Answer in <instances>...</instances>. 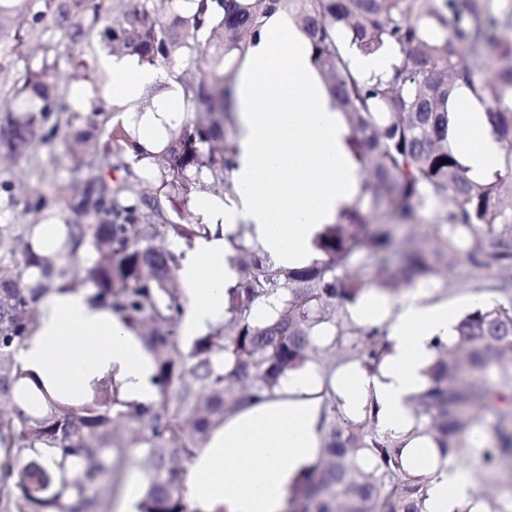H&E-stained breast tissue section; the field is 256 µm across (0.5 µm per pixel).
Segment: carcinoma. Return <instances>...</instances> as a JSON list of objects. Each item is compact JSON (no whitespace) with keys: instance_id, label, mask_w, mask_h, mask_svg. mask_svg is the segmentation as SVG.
I'll return each mask as SVG.
<instances>
[{"instance_id":"obj_1","label":"carcinoma","mask_w":512,"mask_h":512,"mask_svg":"<svg viewBox=\"0 0 512 512\" xmlns=\"http://www.w3.org/2000/svg\"><path fill=\"white\" fill-rule=\"evenodd\" d=\"M291 12L310 40L358 165L352 205L316 237L319 258L278 266L243 224L228 236L236 272L224 292V320L188 340L174 273L199 238L221 224H193L199 192L231 197L236 71L263 19ZM512 5L499 14L483 0H0V168L32 157L59 132L78 177L45 190L0 181L6 203L29 193L31 224L0 225V483L3 512H96L98 483L121 473L126 449L142 448L146 491L139 512H190L186 465L214 428L239 410L279 397L306 370L319 376L320 447L289 487L285 512H429V491L448 461L481 472L512 464ZM497 47L496 74L478 77L467 59ZM399 51L390 72L365 77L350 54ZM161 66L166 80L147 106L175 85L184 115L167 144L150 152L112 106L74 107L99 53ZM467 88L486 109L506 148L502 169L475 180L448 141L452 104ZM449 162L439 164L440 159ZM439 216L432 236L420 212ZM62 224L45 240L39 221ZM467 263L493 272L480 291L503 299L464 312L438 339L411 398L415 424L396 437L380 429L368 398L350 416L336 393V370L379 374L391 343L351 319L368 294L393 300L402 287L453 283L439 278ZM55 288H89L153 356L157 398L123 400L102 380L92 399L52 397L16 362ZM435 456L408 463V441ZM512 512L489 491L454 512Z\"/></svg>"}]
</instances>
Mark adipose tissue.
Segmentation results:
<instances>
[{"label": "adipose tissue", "mask_w": 512, "mask_h": 512, "mask_svg": "<svg viewBox=\"0 0 512 512\" xmlns=\"http://www.w3.org/2000/svg\"><path fill=\"white\" fill-rule=\"evenodd\" d=\"M100 66L109 82L96 93L120 106L140 101L166 78L163 69L112 56L101 58ZM96 93L83 90L78 100L87 103ZM235 99V196L224 201L208 195L195 205L198 222L223 225L225 235L198 241L178 270L186 307L182 333L188 337L224 316V290L236 279L226 237L238 225H249L257 247L277 264H306L315 256L317 234L358 192L346 123L308 39L287 10L271 14L253 37L236 76ZM180 108L176 91L157 96L137 123L138 142L157 146ZM451 139L472 175L497 167L500 146L485 111L464 90L456 95ZM450 324L447 308L412 297L391 328L393 352L381 376L352 372L340 379L347 412H360L372 393L381 427L409 431L415 422L410 398L425 384L429 347L435 338H448ZM16 359L50 393L74 403L83 401L92 381L106 377L121 381L128 401L146 404L156 397L146 347L89 290L58 288L47 295ZM311 383V376H299L286 397L237 412L215 429L190 464L193 512H283L288 486L314 461L320 444V401L306 393ZM471 494L466 471L450 468L431 488L430 512H453Z\"/></svg>", "instance_id": "adipose-tissue-1"}]
</instances>
